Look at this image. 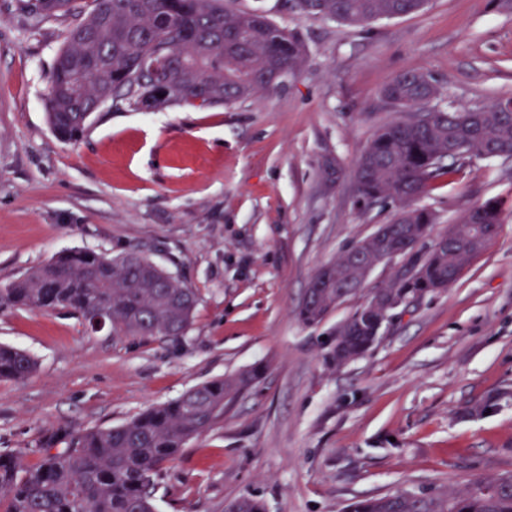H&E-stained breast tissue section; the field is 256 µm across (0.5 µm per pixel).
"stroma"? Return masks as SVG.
<instances>
[{
  "mask_svg": "<svg viewBox=\"0 0 512 512\" xmlns=\"http://www.w3.org/2000/svg\"><path fill=\"white\" fill-rule=\"evenodd\" d=\"M296 31L302 66L269 93L204 110L105 104L65 142L47 117L70 17L34 22L0 0V285L71 249L136 248L198 293L189 332L116 336L66 311L0 309V344L36 372L0 380V454L37 466L49 432L126 423L191 387L258 379L156 476L157 512H342L395 492H455L512 474V159H479L420 204L433 236L506 199L499 231L448 288L398 312L337 368L327 341L373 292L377 270L320 324L297 317L314 273L386 223L363 209L353 170L394 115L380 95L431 76L443 105L512 97V5L430 0L363 28L297 14L290 0H236Z\"/></svg>",
  "mask_w": 512,
  "mask_h": 512,
  "instance_id": "1",
  "label": "stroma"
}]
</instances>
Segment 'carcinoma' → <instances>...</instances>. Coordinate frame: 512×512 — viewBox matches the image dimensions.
<instances>
[{"instance_id":"cac0c4a2","label":"carcinoma","mask_w":512,"mask_h":512,"mask_svg":"<svg viewBox=\"0 0 512 512\" xmlns=\"http://www.w3.org/2000/svg\"><path fill=\"white\" fill-rule=\"evenodd\" d=\"M84 13L79 0H28L39 19L71 15L49 80L48 122L65 141L77 139L94 112L119 101L139 109L184 105L206 109L251 99L279 86L267 76L296 72L307 55L299 35L261 11H239L231 0H94ZM428 0H295L298 13L363 27L423 11ZM397 115L381 126L355 168L354 188L363 208L388 201L410 214L387 248L407 254L408 240L427 238L437 216L418 205L436 181L474 158L512 157V112L506 98L458 108L448 122L439 117L440 91L424 73L395 76L382 89ZM412 110L433 112L411 124ZM504 201L488 199L466 210L448 227V241L422 256H410L415 276L393 292L423 297L453 284L463 269L496 237ZM336 278L301 305L306 325L322 322L336 307L355 268L340 256ZM198 296L172 272L133 248L116 256L93 250L68 252L31 269L0 288V308L66 310L82 322L102 317L116 336L177 339L190 329ZM381 310L361 305L339 327L325 360L341 368L377 342ZM36 370L23 350L0 345V379L22 381ZM257 378L254 372L196 385L175 400L153 405L115 427L77 433L58 430L35 468L0 455V512H155L153 479L186 443L224 418V404ZM230 512H266L262 501L242 496ZM347 512H512V475L473 480L463 490L436 495L395 493L351 503Z\"/></svg>"}]
</instances>
